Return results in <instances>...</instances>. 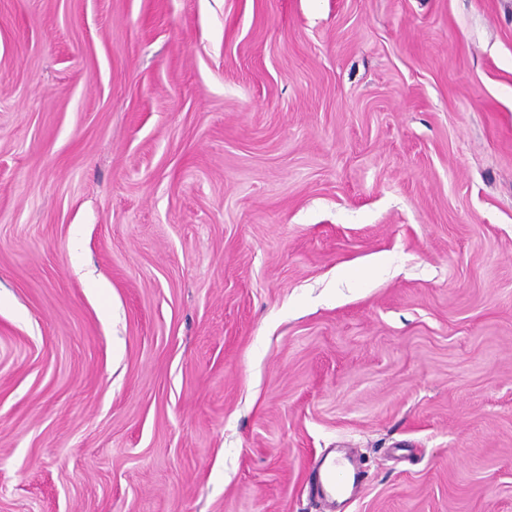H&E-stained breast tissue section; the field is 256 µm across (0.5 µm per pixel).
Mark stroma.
I'll return each mask as SVG.
<instances>
[{
	"mask_svg": "<svg viewBox=\"0 0 512 512\" xmlns=\"http://www.w3.org/2000/svg\"><path fill=\"white\" fill-rule=\"evenodd\" d=\"M512 512V0H0V512ZM319 482L322 487L328 488L330 495L336 499L347 500L353 493L356 478L354 476L351 482L343 463L336 460L320 469Z\"/></svg>",
	"mask_w": 512,
	"mask_h": 512,
	"instance_id": "stroma-1",
	"label": "stroma"
}]
</instances>
